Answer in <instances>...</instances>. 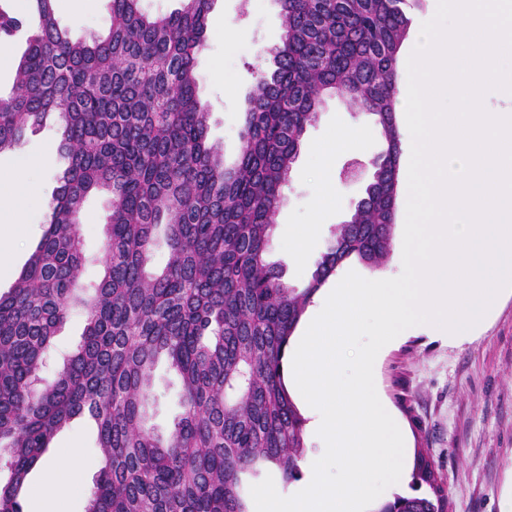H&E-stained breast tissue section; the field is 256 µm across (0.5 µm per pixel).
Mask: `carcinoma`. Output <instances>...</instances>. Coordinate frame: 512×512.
<instances>
[{
    "label": "carcinoma",
    "instance_id": "carcinoma-1",
    "mask_svg": "<svg viewBox=\"0 0 512 512\" xmlns=\"http://www.w3.org/2000/svg\"><path fill=\"white\" fill-rule=\"evenodd\" d=\"M30 2L39 23L11 93L0 94V153L55 114L68 166L39 246L0 294V469L10 471L0 512H23L26 476L85 413L101 454L85 512H252L246 479L269 469L286 485L302 478L305 419L283 359L307 306L345 262L374 268L389 253L398 61L417 0H277L274 69L256 78L231 165L209 143L197 97L213 0H181L152 18L140 0H109V29L89 41L60 27L53 0ZM19 25L0 11V40ZM332 94L374 116L387 149L296 288L267 260L269 242L307 127ZM98 191L110 197L107 243L94 259L98 279L85 284L79 215ZM160 229L169 257L151 271ZM75 311L82 340L46 381L52 339ZM162 357L182 385V413L166 434L146 424ZM413 478L433 495L397 497L378 512H446L432 464L420 459Z\"/></svg>",
    "mask_w": 512,
    "mask_h": 512
}]
</instances>
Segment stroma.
I'll list each match as a JSON object with an SVG mask.
<instances>
[{
    "instance_id": "obj_1",
    "label": "stroma",
    "mask_w": 512,
    "mask_h": 512,
    "mask_svg": "<svg viewBox=\"0 0 512 512\" xmlns=\"http://www.w3.org/2000/svg\"><path fill=\"white\" fill-rule=\"evenodd\" d=\"M108 4L109 0H55L54 7L62 28L72 37L87 39L108 28ZM209 25L196 69L198 96L209 112V138L222 147L230 164L240 150L247 97L258 70L271 66L268 51L281 41L282 19L277 0H213ZM339 128L362 129L363 142L357 149H340L324 159L316 147ZM59 138V126L51 120L27 133L16 149L0 154V196L6 200L0 206V225L14 226L13 233L0 241V294L12 288L46 230L47 213L36 202L54 199L56 176L66 165L57 151ZM385 148L373 116L346 98L326 97L306 131L272 230L267 259L282 268L288 284H306L332 230L349 219L364 195L363 184H341L343 165L353 158L373 160ZM24 156L38 158L40 165L17 184L9 174ZM407 194L406 180H399L396 223L383 264L372 269L353 261L348 270L369 280L399 275ZM323 199L328 208L318 224L314 206ZM107 215V196L90 195L80 215L87 254L102 251ZM310 223L315 226L311 239L304 254L295 256V235ZM83 327L75 316L58 331L42 378H52L76 349ZM376 383L408 439L409 463L423 454L439 472L447 512H501L512 492V295L504 296L463 343L415 332L381 358ZM154 389L148 424L164 433L181 412L180 377L167 360L155 367ZM46 456L66 460L67 473L60 486L48 491L42 467H34L22 495L24 512H85L100 468L94 422L86 417L71 421L56 434Z\"/></svg>"
}]
</instances>
